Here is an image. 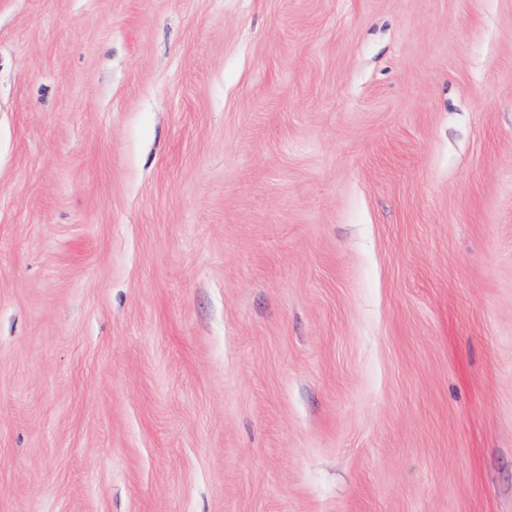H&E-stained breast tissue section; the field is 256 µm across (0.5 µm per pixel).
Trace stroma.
Wrapping results in <instances>:
<instances>
[{
  "instance_id": "1",
  "label": "stroma",
  "mask_w": 512,
  "mask_h": 512,
  "mask_svg": "<svg viewBox=\"0 0 512 512\" xmlns=\"http://www.w3.org/2000/svg\"><path fill=\"white\" fill-rule=\"evenodd\" d=\"M0 512H512V0H0Z\"/></svg>"
}]
</instances>
